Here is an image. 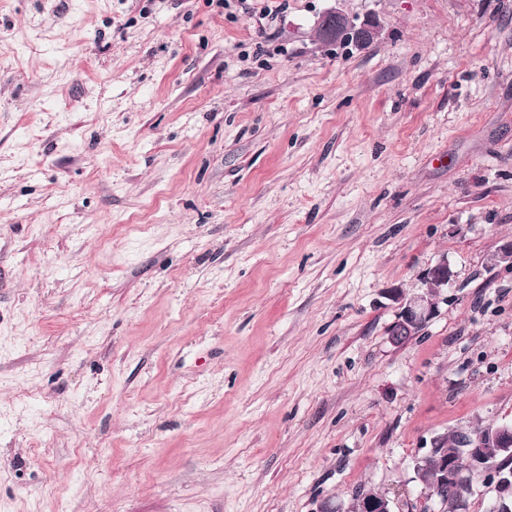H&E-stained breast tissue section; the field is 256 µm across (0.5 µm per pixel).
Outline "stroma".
I'll list each match as a JSON object with an SVG mask.
<instances>
[{"mask_svg": "<svg viewBox=\"0 0 512 512\" xmlns=\"http://www.w3.org/2000/svg\"><path fill=\"white\" fill-rule=\"evenodd\" d=\"M331 5L0 0V512H420L512 420V0ZM381 28L380 21L375 17H367L358 22L334 6L319 17L313 29V37L320 43H352L365 48L376 41ZM454 273L447 257H442L428 268L423 276L427 288L407 293L400 287L390 288L389 299L397 305L395 321L389 329L392 344L406 342L408 337L419 336L438 315L441 290L454 285ZM372 492H362L356 495L358 500L353 505V511L355 512H394L393 501L385 494H378L375 496H366Z\"/></svg>", "mask_w": 512, "mask_h": 512, "instance_id": "stroma-1", "label": "stroma"}]
</instances>
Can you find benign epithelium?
<instances>
[{"label":"benign epithelium","instance_id":"benign-epithelium-1","mask_svg":"<svg viewBox=\"0 0 512 512\" xmlns=\"http://www.w3.org/2000/svg\"><path fill=\"white\" fill-rule=\"evenodd\" d=\"M381 31V23L375 17L362 21L350 17L337 7L327 9L317 20L313 37L320 43H352L365 48L372 45ZM454 273L448 258L439 259L428 268L423 276L426 287L407 293L400 287L388 291L390 300L397 305L395 321L389 329L390 342L398 345L408 338L419 336L438 315L440 291L454 285ZM490 444L512 453V422H490L467 434V448L470 467L485 474L492 487L494 498L492 512H512V469H506L486 460L483 448ZM460 472L454 461L444 455L434 476L428 481L426 499L441 498L448 486L458 483ZM353 512H394L393 501L385 494L362 496L355 501Z\"/></svg>","mask_w":512,"mask_h":512}]
</instances>
